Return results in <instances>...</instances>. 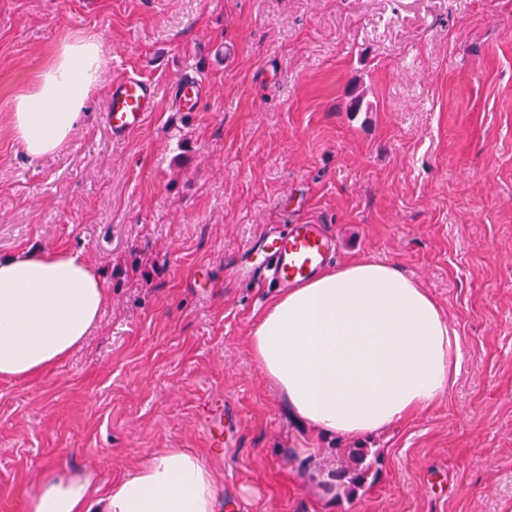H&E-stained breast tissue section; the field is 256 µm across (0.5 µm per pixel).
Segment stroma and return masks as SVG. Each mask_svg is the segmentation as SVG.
Listing matches in <instances>:
<instances>
[{"instance_id":"obj_1","label":"stroma","mask_w":512,"mask_h":512,"mask_svg":"<svg viewBox=\"0 0 512 512\" xmlns=\"http://www.w3.org/2000/svg\"><path fill=\"white\" fill-rule=\"evenodd\" d=\"M81 35L99 87L70 143L31 157L8 114ZM133 74L159 103L116 141L107 95ZM184 77L193 112L169 95ZM304 223L335 233L336 265L417 279L458 331L455 381L394 428L299 425L251 355L276 290L245 252ZM36 249L78 255L109 297L67 358L0 380V512H27L48 463L104 488L168 448L210 469L216 512H512V0H0V256ZM213 393L240 418L219 457ZM350 448L355 488L333 478ZM205 408L212 412L201 423L206 447L211 450L218 448L224 451V416L227 414L232 418L238 415L230 409L227 401L224 403L222 394L208 396L203 406V409Z\"/></svg>"}]
</instances>
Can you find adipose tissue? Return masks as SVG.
<instances>
[{"mask_svg":"<svg viewBox=\"0 0 512 512\" xmlns=\"http://www.w3.org/2000/svg\"><path fill=\"white\" fill-rule=\"evenodd\" d=\"M101 43L78 37L12 107L14 138L35 158L59 152L99 84ZM107 298L101 275L77 255L0 257V379L35 378L79 347ZM264 378L303 423L355 439L392 428L443 396L460 340L433 295L395 265L360 259L323 270L273 297L249 338ZM217 484L195 455H147L106 488L47 468L27 512H215Z\"/></svg>","mask_w":512,"mask_h":512,"instance_id":"obj_1","label":"adipose tissue"}]
</instances>
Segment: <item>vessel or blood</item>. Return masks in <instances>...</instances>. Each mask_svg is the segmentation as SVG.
<instances>
[{
	"label": "vessel or blood",
	"instance_id": "1",
	"mask_svg": "<svg viewBox=\"0 0 512 512\" xmlns=\"http://www.w3.org/2000/svg\"><path fill=\"white\" fill-rule=\"evenodd\" d=\"M158 91L146 79L129 77L114 83L108 92L106 122L113 139H125L142 127L155 112ZM337 241L320 224H293L286 231L260 238L258 250L264 251L262 269L270 282L287 287L315 274L336 251ZM209 415L202 423L207 448H223L224 416L230 408L223 395L207 397Z\"/></svg>",
	"mask_w": 512,
	"mask_h": 512
}]
</instances>
